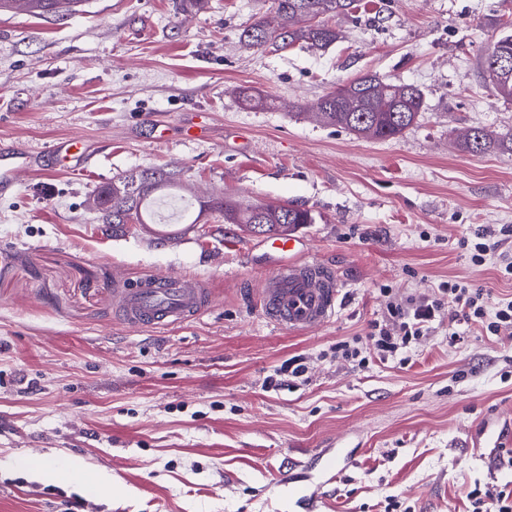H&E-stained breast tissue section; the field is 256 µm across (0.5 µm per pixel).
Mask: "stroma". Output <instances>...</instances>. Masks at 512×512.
Wrapping results in <instances>:
<instances>
[{"instance_id":"stroma-1","label":"stroma","mask_w":512,"mask_h":512,"mask_svg":"<svg viewBox=\"0 0 512 512\" xmlns=\"http://www.w3.org/2000/svg\"><path fill=\"white\" fill-rule=\"evenodd\" d=\"M272 0H87L68 17L0 14V143L36 163L0 194V512H292L280 478L320 448H354L321 512H469L471 490L512 493V466L476 447L484 420L512 415V338L447 326L411 363L364 369L336 345L364 336L398 297L466 281L512 298L490 253L473 266L470 229L512 225V156L464 151L467 127L512 133V101L494 96L482 61L512 0H358L342 37L319 51L255 50L242 32ZM370 73L419 88L425 107L402 137L366 140L319 123L310 107ZM260 98L247 106L243 95ZM276 107H263L266 99ZM197 118L205 135L183 126ZM85 140L87 170L49 149ZM143 170L176 173L189 202L290 204L296 229L343 279L335 318L298 334L271 325L254 290L265 236L206 212L113 235L90 200ZM201 280L200 318L130 329L112 291L141 277ZM307 380L268 390L286 359ZM79 465L99 492L50 478Z\"/></svg>"}]
</instances>
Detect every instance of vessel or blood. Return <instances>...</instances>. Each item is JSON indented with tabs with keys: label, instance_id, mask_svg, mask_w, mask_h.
<instances>
[{
	"label": "vessel or blood",
	"instance_id": "b4317fda",
	"mask_svg": "<svg viewBox=\"0 0 512 512\" xmlns=\"http://www.w3.org/2000/svg\"><path fill=\"white\" fill-rule=\"evenodd\" d=\"M53 153L61 165L84 169L89 151L84 143L66 140L57 143ZM35 157L18 146L0 147V189L11 190L21 174L32 168ZM267 245L280 256L276 267L264 275L257 300L265 319L293 332H307L329 323L336 315L337 298L343 288L335 271L317 259L307 258L299 237L276 235ZM211 292L202 283L186 284L179 278L151 275L113 291L112 307L125 326L161 328L199 318L210 307ZM324 468L323 479L310 484L293 478L299 492L293 503L300 512H319L325 481L331 480L338 464L333 449L318 455Z\"/></svg>",
	"mask_w": 512,
	"mask_h": 512
}]
</instances>
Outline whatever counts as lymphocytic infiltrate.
I'll use <instances>...</instances> for the list:
<instances>
[{
    "instance_id": "f902f5d3",
    "label": "lymphocytic infiltrate",
    "mask_w": 512,
    "mask_h": 512,
    "mask_svg": "<svg viewBox=\"0 0 512 512\" xmlns=\"http://www.w3.org/2000/svg\"><path fill=\"white\" fill-rule=\"evenodd\" d=\"M448 321L450 341H458L459 326H478L492 336L512 335V300H494L491 289L462 281H445L422 297H387L382 315L368 324L367 337L383 358L406 353L427 336L433 325Z\"/></svg>"
}]
</instances>
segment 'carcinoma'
Listing matches in <instances>:
<instances>
[{
  "mask_svg": "<svg viewBox=\"0 0 512 512\" xmlns=\"http://www.w3.org/2000/svg\"><path fill=\"white\" fill-rule=\"evenodd\" d=\"M82 0H0V12L24 4L38 15H66L78 11ZM356 0H274L275 13L286 25L272 29L261 16L244 30L247 45L262 49L280 42L284 45L303 43L323 50L340 38V28L330 19L346 16L355 8ZM512 58V33L493 42L484 57L483 72L496 96L512 100V68L505 71L497 66L498 55ZM424 108L422 91L412 85L396 83L374 74H365L344 82L320 97L315 104L319 120L328 126L344 128L367 140H391L411 128ZM462 148L472 154H482L492 147L512 155V134L499 135L483 127L468 129L460 139ZM123 188L116 193L111 187L96 191L101 196L112 194V202L100 209L101 221L112 225L113 233L126 231L130 224L155 223V193L163 196L177 187L176 177L162 171H144L121 181ZM198 213L207 209L224 212V223L237 224L252 234H278L314 223L312 213L304 208L284 204H239L197 201Z\"/></svg>",
  "mask_w": 512,
  "mask_h": 512,
  "instance_id": "1",
  "label": "carcinoma"
}]
</instances>
